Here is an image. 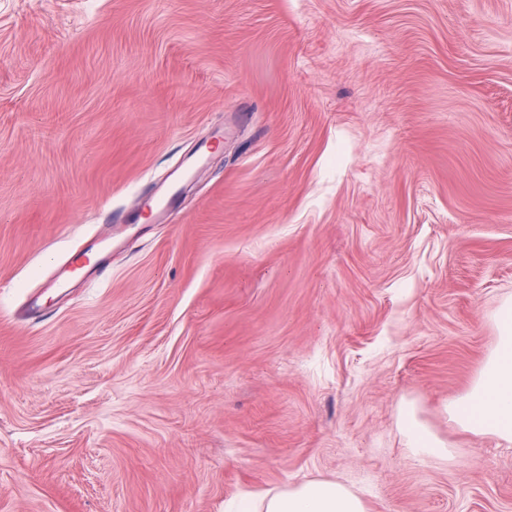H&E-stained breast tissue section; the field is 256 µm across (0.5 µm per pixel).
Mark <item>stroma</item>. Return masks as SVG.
I'll return each instance as SVG.
<instances>
[{
	"label": "stroma",
	"instance_id": "obj_1",
	"mask_svg": "<svg viewBox=\"0 0 512 512\" xmlns=\"http://www.w3.org/2000/svg\"><path fill=\"white\" fill-rule=\"evenodd\" d=\"M508 300L512 0H0V512H512ZM497 344L470 389L448 402V420L475 436L512 444V303L497 320ZM402 422L410 438V450L420 457H443L448 454L446 445L428 432L412 413H405ZM239 512H368L364 500L339 482L309 480L268 493L259 501L242 496Z\"/></svg>",
	"mask_w": 512,
	"mask_h": 512
}]
</instances>
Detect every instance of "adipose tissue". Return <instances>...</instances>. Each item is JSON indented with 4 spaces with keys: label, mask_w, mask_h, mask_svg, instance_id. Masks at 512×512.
<instances>
[{
    "label": "adipose tissue",
    "mask_w": 512,
    "mask_h": 512,
    "mask_svg": "<svg viewBox=\"0 0 512 512\" xmlns=\"http://www.w3.org/2000/svg\"><path fill=\"white\" fill-rule=\"evenodd\" d=\"M497 344L470 389L448 403V419L475 436L512 444V303L501 308ZM238 512H367L364 500L341 483L309 480L254 499L242 496Z\"/></svg>",
    "instance_id": "obj_1"
}]
</instances>
